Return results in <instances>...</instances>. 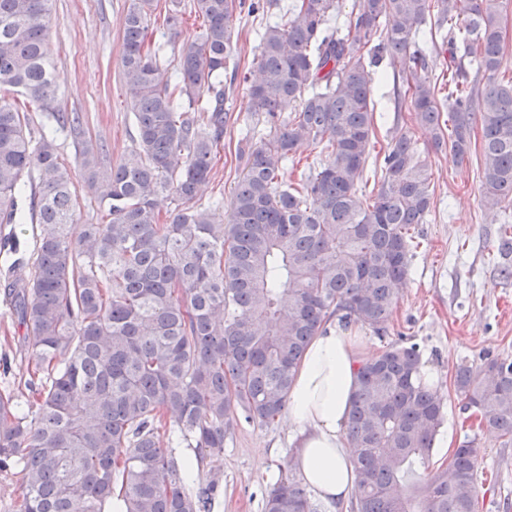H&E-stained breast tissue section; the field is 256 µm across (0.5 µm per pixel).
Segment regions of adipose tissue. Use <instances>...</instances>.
<instances>
[{"instance_id": "adipose-tissue-1", "label": "adipose tissue", "mask_w": 512, "mask_h": 512, "mask_svg": "<svg viewBox=\"0 0 512 512\" xmlns=\"http://www.w3.org/2000/svg\"><path fill=\"white\" fill-rule=\"evenodd\" d=\"M368 356L360 337L328 322L312 338L290 389L288 423L299 438L297 468L328 512L355 494L354 450L345 425L357 368Z\"/></svg>"}]
</instances>
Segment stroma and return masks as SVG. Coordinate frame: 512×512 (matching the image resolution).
<instances>
[{
	"label": "stroma",
	"instance_id": "stroma-1",
	"mask_svg": "<svg viewBox=\"0 0 512 512\" xmlns=\"http://www.w3.org/2000/svg\"><path fill=\"white\" fill-rule=\"evenodd\" d=\"M125 11L126 0H54L48 39L60 75L59 103L65 111L85 114L87 136L107 146V164L119 161L134 133L121 68ZM401 71L400 62L388 59L376 68L374 152L383 154L394 127H403L428 165L435 192L429 221L418 227L419 246L390 332L418 345L424 368L443 397L435 464L448 463L463 440L475 441L481 455L478 512H512V443L487 427L464 424L454 386L459 365L478 368L488 357L512 359V277L499 272L502 264H512V254L500 250L502 240L512 238V206L485 207L478 154L461 162L450 151L434 149L427 129L414 123L409 112H395L394 77ZM238 140L237 128L225 131L206 197L232 200L242 171ZM24 334L0 285V359L11 365L9 373H0V392H11L22 406L31 398ZM293 441L283 416L267 426L237 428L213 462L222 482L211 512H263L270 486L295 457Z\"/></svg>",
	"mask_w": 512,
	"mask_h": 512
}]
</instances>
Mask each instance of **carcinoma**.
I'll use <instances>...</instances> for the list:
<instances>
[{"label": "carcinoma", "mask_w": 512, "mask_h": 512, "mask_svg": "<svg viewBox=\"0 0 512 512\" xmlns=\"http://www.w3.org/2000/svg\"><path fill=\"white\" fill-rule=\"evenodd\" d=\"M506 0H358L344 28L339 0H293L256 31L253 108L237 157L227 219L201 203L231 114L236 10L269 13L280 0H193L198 36L174 71L149 29L157 0H127L122 72L136 135L102 170L106 145L82 137L65 112L48 52L52 0H0V254L9 304L25 327L27 408L0 394V472L16 471L17 512H210L221 475L186 489L188 463L162 433L193 448L199 469L224 453L243 422L268 425L288 407L294 370L336 318L382 339L411 271L416 227L427 222L431 175L408 133L387 142L377 193H360L375 138L370 67L403 65L398 102L461 161L482 132L481 187L512 204V79L498 77ZM182 0L164 24L178 31ZM459 48L448 94L424 75L419 44ZM68 128L88 189L106 182L104 224H80L77 188L54 132L32 142L27 106ZM446 123H441L443 114ZM322 145L331 162L281 179L296 147ZM175 203L161 217L156 199ZM40 225L29 262L11 225ZM415 344L390 342L358 367L346 435L357 449L352 512H476L479 449L466 441L445 466L432 449L443 399L421 375ZM466 409L512 442V361L492 358L455 376ZM263 512H315L288 473Z\"/></svg>", "instance_id": "carcinoma-1"}]
</instances>
